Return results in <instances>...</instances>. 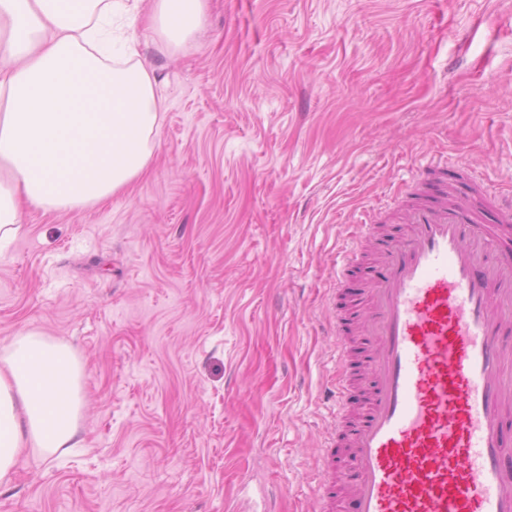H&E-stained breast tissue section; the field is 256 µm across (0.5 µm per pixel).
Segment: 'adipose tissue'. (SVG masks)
I'll list each match as a JSON object with an SVG mask.
<instances>
[{"mask_svg": "<svg viewBox=\"0 0 512 512\" xmlns=\"http://www.w3.org/2000/svg\"><path fill=\"white\" fill-rule=\"evenodd\" d=\"M141 0H0V255L21 210L102 202L146 170L161 103L135 36ZM205 0H152L168 49L203 24ZM82 371L72 349L25 330L0 349V482L26 452L79 447Z\"/></svg>", "mask_w": 512, "mask_h": 512, "instance_id": "ef3b65f1", "label": "adipose tissue"}]
</instances>
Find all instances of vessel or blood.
Here are the masks:
<instances>
[{"label": "vessel or blood", "mask_w": 512, "mask_h": 512, "mask_svg": "<svg viewBox=\"0 0 512 512\" xmlns=\"http://www.w3.org/2000/svg\"><path fill=\"white\" fill-rule=\"evenodd\" d=\"M418 187L431 196L406 208L407 230L366 291L374 342L364 362L348 311L336 310L333 428L320 471L349 449L350 486L339 502L322 486L314 512H512V198H498L495 223L484 224L445 166H426ZM359 224L337 277L380 230L366 214Z\"/></svg>", "instance_id": "vessel-or-blood-1"}]
</instances>
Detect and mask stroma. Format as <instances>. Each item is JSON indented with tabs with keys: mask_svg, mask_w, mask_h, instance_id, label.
<instances>
[{
	"mask_svg": "<svg viewBox=\"0 0 512 512\" xmlns=\"http://www.w3.org/2000/svg\"><path fill=\"white\" fill-rule=\"evenodd\" d=\"M146 172L77 212L28 208L0 255V348L82 368V445L24 455L0 512H311L331 420L332 264L382 238L417 167L512 194V0H207L166 49Z\"/></svg>",
	"mask_w": 512,
	"mask_h": 512,
	"instance_id": "obj_1",
	"label": "stroma"
}]
</instances>
